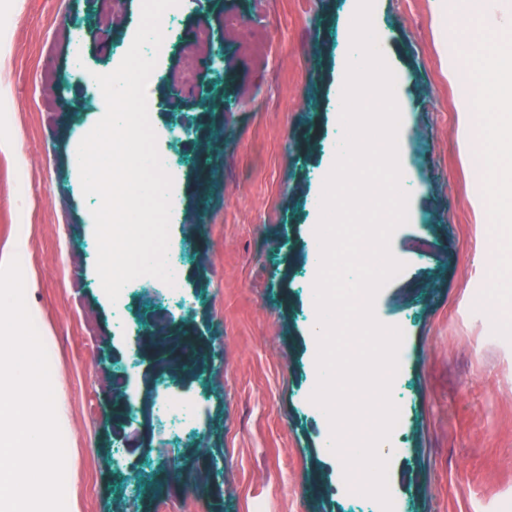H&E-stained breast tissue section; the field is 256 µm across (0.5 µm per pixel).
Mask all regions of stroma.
Listing matches in <instances>:
<instances>
[{
	"label": "stroma",
	"instance_id": "1",
	"mask_svg": "<svg viewBox=\"0 0 512 512\" xmlns=\"http://www.w3.org/2000/svg\"><path fill=\"white\" fill-rule=\"evenodd\" d=\"M0 0V256L24 236L25 294L47 345L70 482L68 512H385L339 489L316 380L306 248L321 176L340 124L349 0H190L157 58L154 130L176 146L169 240L183 256V306L159 280H134L118 303L133 328L114 334L115 304L96 271V237L73 151L95 125L71 72L70 28L93 26L86 69L111 71L131 47L142 0ZM240 22L225 28L227 19ZM214 48L195 77L175 75L196 26ZM385 59L403 76L400 163L416 185L414 223L391 239L402 278L377 295L384 325L405 329L406 411L388 458L396 512H512V318L489 326L477 301L498 245L489 235L480 134L457 105L430 0H374ZM68 75L64 94L55 85ZM223 94L224 111L206 98ZM226 127L223 139L174 131ZM196 332L200 365L176 367L170 396L196 405L184 433L160 422L150 360L133 358L147 319Z\"/></svg>",
	"mask_w": 512,
	"mask_h": 512
}]
</instances>
